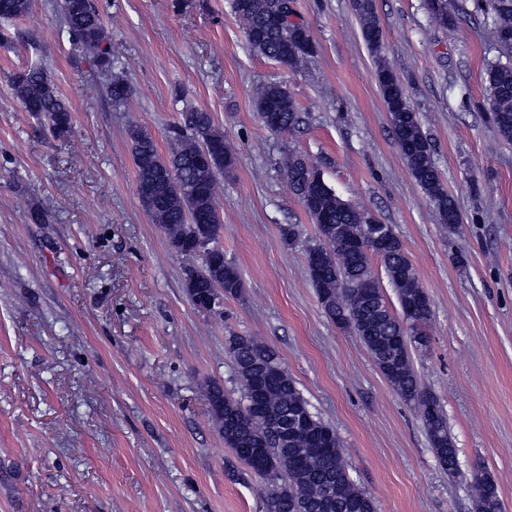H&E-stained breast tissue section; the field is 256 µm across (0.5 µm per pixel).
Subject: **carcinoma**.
Here are the masks:
<instances>
[{
    "label": "carcinoma",
    "instance_id": "obj_1",
    "mask_svg": "<svg viewBox=\"0 0 512 512\" xmlns=\"http://www.w3.org/2000/svg\"><path fill=\"white\" fill-rule=\"evenodd\" d=\"M474 5L490 19L495 34L496 55L486 68L487 110L498 134L512 141V0H474ZM32 8L33 0H0V47H13L10 24L27 17ZM352 8L367 46L378 50L381 30L375 0H352ZM234 9L246 18L247 42L263 56L296 70L314 54L308 26L293 20L292 0H235ZM61 10L73 47L92 53L95 65L112 73V45L92 0H61ZM377 80L395 140L416 184L434 203L439 223L456 226L460 215L455 200L444 187L432 145L402 84L384 66L378 69ZM10 89L24 111L43 117L53 137L71 134V106L42 66L31 64L15 71ZM109 92L114 102L123 103L133 89L122 75L113 73ZM255 105L261 121L273 132L292 133L302 123L299 108L282 85L262 87ZM127 135L137 183L155 193L142 205L163 228L174 252L189 259L199 239L209 241L208 257L185 272V288L198 311L223 317L224 299L239 298L244 291L220 241L218 175L235 167L224 132L214 125L210 113L189 109L172 126L165 155L136 122L127 125ZM287 177L317 224L319 243L308 255L321 253L318 273L310 280L322 308L338 327L359 338L390 386L414 405L439 464L455 474L457 448L443 405L423 387L412 360V353L430 346L431 310L421 299L424 290L393 226L385 225L388 244L357 248L354 238L376 217L337 196L320 171L301 156H289ZM374 256L395 290L397 309L387 301L373 272ZM228 350L240 396L225 391L218 381L209 382L207 413L234 458L263 482V512H378L375 500L351 477L341 444L319 451L325 436L336 441L339 436L311 411L278 352L257 336H231ZM271 365L278 368V376L268 380ZM478 471L472 477L475 512H502L492 477L482 476V467Z\"/></svg>",
    "mask_w": 512,
    "mask_h": 512
}]
</instances>
